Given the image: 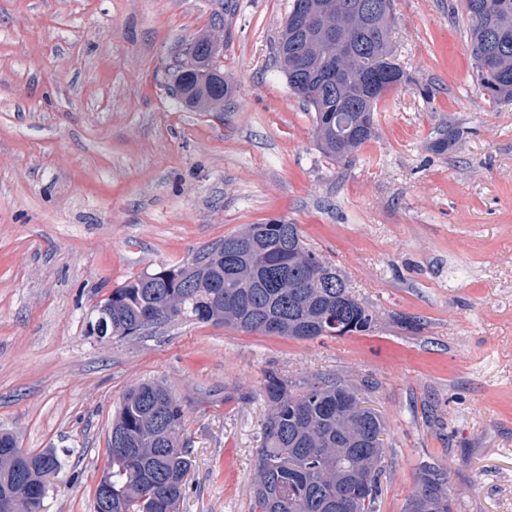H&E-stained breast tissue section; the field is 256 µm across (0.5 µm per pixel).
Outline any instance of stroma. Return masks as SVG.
<instances>
[{
    "label": "stroma",
    "instance_id": "35a3bbf8",
    "mask_svg": "<svg viewBox=\"0 0 512 512\" xmlns=\"http://www.w3.org/2000/svg\"><path fill=\"white\" fill-rule=\"evenodd\" d=\"M290 0H0V430L56 449L41 512H94L124 393L183 408L180 512H251L265 377L358 389L386 425L374 512H405L426 466L456 512H512V102L473 71L462 0H394L379 135L340 167L272 61ZM221 13L220 112L167 78ZM430 88L423 97L421 88ZM448 123V154L428 144ZM298 225L373 311L364 333L297 340L178 323L100 342L92 307L247 224ZM416 329H408L406 320Z\"/></svg>",
    "mask_w": 512,
    "mask_h": 512
}]
</instances>
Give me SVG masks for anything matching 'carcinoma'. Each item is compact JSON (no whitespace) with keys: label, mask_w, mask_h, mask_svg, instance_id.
<instances>
[{"label":"carcinoma","mask_w":512,"mask_h":512,"mask_svg":"<svg viewBox=\"0 0 512 512\" xmlns=\"http://www.w3.org/2000/svg\"><path fill=\"white\" fill-rule=\"evenodd\" d=\"M466 34L478 84L492 101H512V0H464ZM288 15L307 23L281 31L276 62L291 92L314 111L322 154L348 165L379 134L378 105L408 83L393 62L392 0H292ZM181 43L185 64L169 71L191 112H222L232 85L216 79L211 38ZM460 135L454 125L429 148L445 154ZM332 271L327 278L323 272ZM112 335L141 334L174 322L212 323L244 332L312 340L369 331L372 310L344 277L308 247L298 225L247 224L181 265L144 272L112 289ZM265 398L272 413L252 485V512H371L385 469V423L339 380L317 376L292 393L271 372ZM107 449L112 512H178L192 469L182 406L166 384L145 381L123 395ZM57 455L23 452L0 460V486L21 483L30 496L16 512H38L42 475ZM448 471L421 477L406 512H453Z\"/></svg>","instance_id":"carcinoma-1"}]
</instances>
